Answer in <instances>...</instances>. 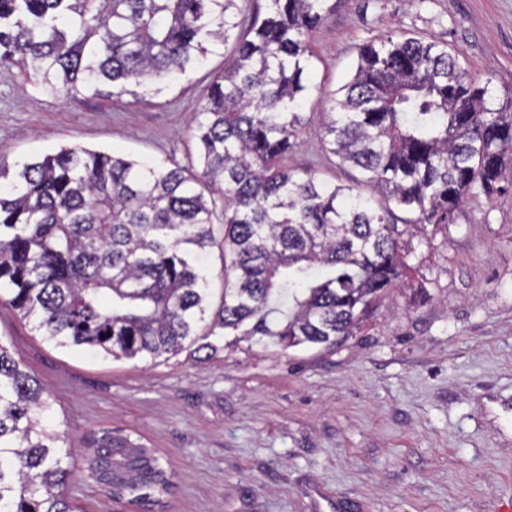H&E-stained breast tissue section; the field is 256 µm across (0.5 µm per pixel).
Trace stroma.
<instances>
[{
	"label": "stroma",
	"instance_id": "1",
	"mask_svg": "<svg viewBox=\"0 0 512 512\" xmlns=\"http://www.w3.org/2000/svg\"><path fill=\"white\" fill-rule=\"evenodd\" d=\"M432 37L512 90V0H345L315 32L313 84L337 88L378 35ZM210 56L160 93L71 99L0 66V163L85 147L185 163ZM318 120L288 165L348 182ZM408 247L410 269L353 336L284 348L212 337L211 357L120 360L48 343L0 297V343L52 403L74 450L80 512H140L87 476L83 446L118 431L156 451L173 488L156 512H494L512 495V189L469 200Z\"/></svg>",
	"mask_w": 512,
	"mask_h": 512
}]
</instances>
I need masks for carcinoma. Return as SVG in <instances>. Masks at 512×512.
<instances>
[{"label": "carcinoma", "mask_w": 512, "mask_h": 512, "mask_svg": "<svg viewBox=\"0 0 512 512\" xmlns=\"http://www.w3.org/2000/svg\"><path fill=\"white\" fill-rule=\"evenodd\" d=\"M343 0H0V63L75 98L138 96L231 47L184 166L69 147L0 164V288L59 348L119 359L177 355L232 331L284 347L334 346L401 282L403 237L501 192L512 90L474 76L448 44L383 35L352 78L315 87L311 40ZM317 91L322 152L358 176L286 164ZM221 251L213 301L199 253ZM276 298L287 307L273 317ZM51 403L0 342V512H73L71 449ZM87 471L147 510L170 481L155 452L105 431Z\"/></svg>", "instance_id": "1"}]
</instances>
